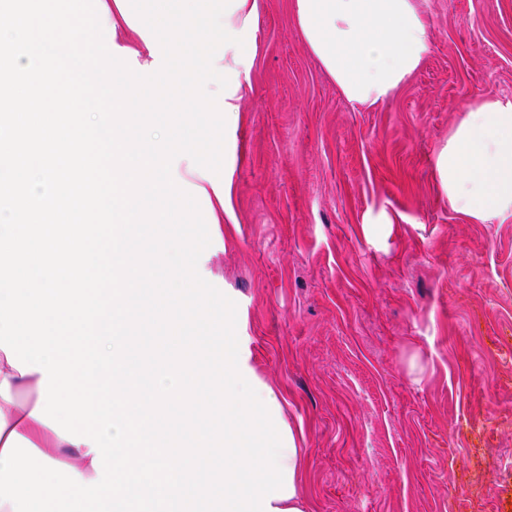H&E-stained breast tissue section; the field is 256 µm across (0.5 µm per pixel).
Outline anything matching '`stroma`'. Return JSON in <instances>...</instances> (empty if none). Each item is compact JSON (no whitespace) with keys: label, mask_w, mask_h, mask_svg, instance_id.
<instances>
[{"label":"stroma","mask_w":512,"mask_h":512,"mask_svg":"<svg viewBox=\"0 0 512 512\" xmlns=\"http://www.w3.org/2000/svg\"><path fill=\"white\" fill-rule=\"evenodd\" d=\"M427 4L421 68L360 108L292 0H259L210 267L301 438L310 512H512V220L471 222L433 178L461 112L512 95V0Z\"/></svg>","instance_id":"35a3bbf8"}]
</instances>
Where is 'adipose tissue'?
Masks as SVG:
<instances>
[{"mask_svg":"<svg viewBox=\"0 0 512 512\" xmlns=\"http://www.w3.org/2000/svg\"><path fill=\"white\" fill-rule=\"evenodd\" d=\"M426 0H293L310 53L352 105L389 98L420 68L429 50ZM442 197L470 220L512 218V96L472 103L448 134L433 167ZM41 372H19L0 350V447L17 433L53 460L93 480L89 447L71 444L34 418Z\"/></svg>","mask_w":512,"mask_h":512,"instance_id":"ef3b65f1","label":"adipose tissue"}]
</instances>
